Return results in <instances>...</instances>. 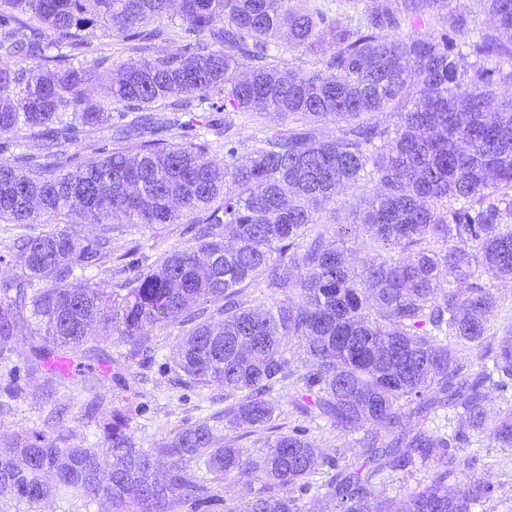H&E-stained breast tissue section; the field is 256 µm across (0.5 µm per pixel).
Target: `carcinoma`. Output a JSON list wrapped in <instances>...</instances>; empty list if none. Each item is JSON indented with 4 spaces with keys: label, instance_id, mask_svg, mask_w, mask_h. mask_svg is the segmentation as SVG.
<instances>
[{
    "label": "carcinoma",
    "instance_id": "carcinoma-1",
    "mask_svg": "<svg viewBox=\"0 0 512 512\" xmlns=\"http://www.w3.org/2000/svg\"><path fill=\"white\" fill-rule=\"evenodd\" d=\"M495 25L470 29L449 0H372L353 22L290 0H0V59L39 60L33 69L0 64V138H74L80 126L112 130V150L67 168L46 149L0 160V221L8 224L142 225L161 237L168 224H197L190 243L165 250L112 295L77 276L111 254L112 238L76 240L43 230L14 244L23 271L0 272V360L26 356L66 361L97 357V325L112 323L128 357L150 350L147 331L177 325L170 370L189 386H224L229 427L276 429L258 456L213 447L206 422L177 429L161 447H137L129 412H99V448L68 444L60 427L0 438V493L34 503L46 474L59 491L112 512L197 509L300 512L310 477L324 483L338 512H473L495 488L478 477L475 444L512 449V322H496L500 297L492 273L512 283V96L501 100L493 58L512 60V0H484ZM447 21L425 34L400 36L434 8ZM173 14L209 41L175 53L154 52L167 35L156 22ZM126 33L133 54L87 68L74 61L97 51L90 32ZM302 48L322 68L295 76L283 55ZM100 100L84 106L92 85ZM224 111L259 121L274 113L292 126L263 125L257 147L238 158L232 122L160 119L156 112ZM121 106L112 121V106ZM398 110L390 128L365 116ZM342 124L324 137L319 122ZM187 129L172 142L160 133ZM224 138V160L209 157ZM375 183L359 223L370 242L398 254L357 268L345 231L321 222L344 188ZM263 286L281 294L264 311L240 293ZM36 320V343L18 338L24 313ZM220 316L214 320V316ZM302 348L301 372L288 352ZM306 417L358 435L359 461L339 467L295 425L282 431L272 394L284 382ZM506 406L491 416L489 395ZM10 382L0 407L23 397ZM429 483L389 503L376 484L403 480L417 466ZM245 483L238 498L211 493L196 470ZM262 482L254 489L252 482Z\"/></svg>",
    "mask_w": 512,
    "mask_h": 512
}]
</instances>
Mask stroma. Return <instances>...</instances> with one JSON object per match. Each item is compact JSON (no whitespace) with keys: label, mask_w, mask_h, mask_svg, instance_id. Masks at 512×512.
<instances>
[{"label":"stroma","mask_w":512,"mask_h":512,"mask_svg":"<svg viewBox=\"0 0 512 512\" xmlns=\"http://www.w3.org/2000/svg\"><path fill=\"white\" fill-rule=\"evenodd\" d=\"M374 192L368 183H360L341 194L333 210L324 213L326 221L342 225L346 229L348 245L354 248L355 264L373 258L371 248L365 247L367 237L356 217L366 198ZM112 254L100 268L90 269L88 275L94 281L106 282L111 288H119L123 277L133 276L134 268H124V274H116L121 257L134 246H141L149 259L158 257L153 249L152 233L141 226H122L112 232ZM122 267V266H121ZM181 330L171 326L150 332L153 361L147 365L128 360L127 345L118 343L110 327L99 330L97 345L101 351L93 362L101 383L96 393L102 410L123 408L132 415L134 438L144 449L155 448L184 424L208 418L223 410L224 388L209 386H180L173 384L167 370L173 356V348ZM14 378L26 389L27 396L12 407L0 410V436L21 429H39L53 404L67 405L62 426L70 436V442L82 447L99 444L101 434L94 425L81 416L78 406L69 405L68 391L59 386H49L45 369L29 365L21 358L0 363V383ZM308 436L326 454L336 457L339 465L355 461L358 448L353 437L342 435L326 420L318 419L309 425ZM487 465L478 474L491 482L495 489L493 499L486 502L483 512H512V457L497 448H484ZM0 512H111L110 504L103 499L86 503L63 497L57 489H50L47 498L37 504L17 501L10 496H0Z\"/></svg>","instance_id":"obj_1"}]
</instances>
